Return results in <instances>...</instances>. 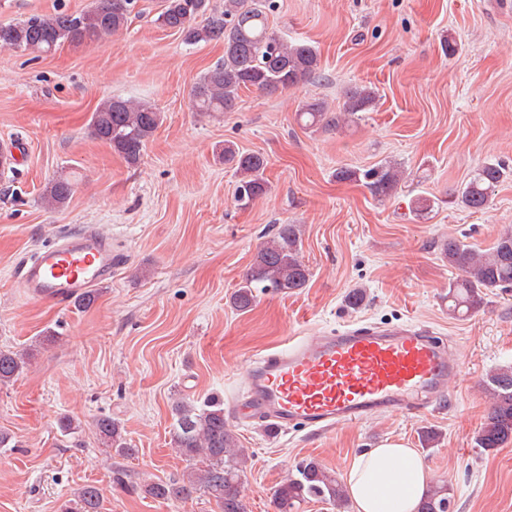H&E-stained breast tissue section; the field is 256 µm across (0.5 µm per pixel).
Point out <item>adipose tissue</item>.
I'll use <instances>...</instances> for the list:
<instances>
[{"label":"adipose tissue","instance_id":"1","mask_svg":"<svg viewBox=\"0 0 512 512\" xmlns=\"http://www.w3.org/2000/svg\"><path fill=\"white\" fill-rule=\"evenodd\" d=\"M426 481L422 458L401 442L356 456L346 473L356 512H415Z\"/></svg>","mask_w":512,"mask_h":512}]
</instances>
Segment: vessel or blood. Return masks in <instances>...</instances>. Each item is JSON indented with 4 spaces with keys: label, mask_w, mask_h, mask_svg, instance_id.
<instances>
[{
    "label": "vessel or blood",
    "mask_w": 512,
    "mask_h": 512,
    "mask_svg": "<svg viewBox=\"0 0 512 512\" xmlns=\"http://www.w3.org/2000/svg\"><path fill=\"white\" fill-rule=\"evenodd\" d=\"M118 263L111 238L87 229L40 249L22 282L42 300H66L106 281ZM249 363L243 412L278 432L323 433L381 412L421 413L469 375L430 328L409 323L292 336Z\"/></svg>",
    "instance_id": "obj_1"
}]
</instances>
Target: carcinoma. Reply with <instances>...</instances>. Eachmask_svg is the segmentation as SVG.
<instances>
[{
	"label": "carcinoma",
	"instance_id": "cac0c4a2",
	"mask_svg": "<svg viewBox=\"0 0 512 512\" xmlns=\"http://www.w3.org/2000/svg\"><path fill=\"white\" fill-rule=\"evenodd\" d=\"M134 4L135 0H95L94 6L80 13L32 15L0 25V48L40 56L65 44L94 45L103 36L128 26ZM274 8V0H223L221 6L212 0H161L157 21L162 27L182 34L189 44H224L223 59L191 89L196 111L232 112L245 89L281 93L320 76L321 60L312 44L289 41L271 30L269 13ZM376 99L372 86L355 84L347 88L336 110L314 98L301 106L296 117L307 128L342 130L358 124ZM162 121L161 112L148 102L112 97L93 112L89 127L91 136L108 144L134 167ZM219 158L238 178L235 198L240 205L269 192L264 155L243 152L226 143ZM504 175L505 168L499 162L483 163L452 196V202L473 212L485 210ZM335 178L360 184L374 198L383 200L396 193L405 172L400 164L385 161L367 169L338 168ZM72 195V181L60 175L49 181L43 200L48 207L58 208ZM439 248L448 266L460 272L448 283V308L458 316L480 312L489 294L512 288V231L500 235L485 253L456 237L441 240ZM301 250V225H273L232 293V307L247 312L260 292L270 289L288 295L306 287L310 271L300 258ZM28 358L27 351L0 348V385L16 380ZM485 385L491 404L475 433L474 446L493 452L512 440V368L487 375ZM172 415L176 453L187 462L186 470L177 479L147 481L141 491L162 500H186L202 493L215 501L220 512H247L243 476L250 455L224 415V400L215 396L192 403L179 399L172 405ZM96 433L116 455L128 458L134 454L123 428L112 418L97 419ZM347 498L345 483L311 458L299 462L274 492L277 512H294L300 503L313 499L340 506ZM101 499L98 486L85 484L64 504L63 512H100ZM449 504L448 481L439 479L429 486L417 512H448Z\"/></svg>",
	"mask_w": 512,
	"mask_h": 512
}]
</instances>
